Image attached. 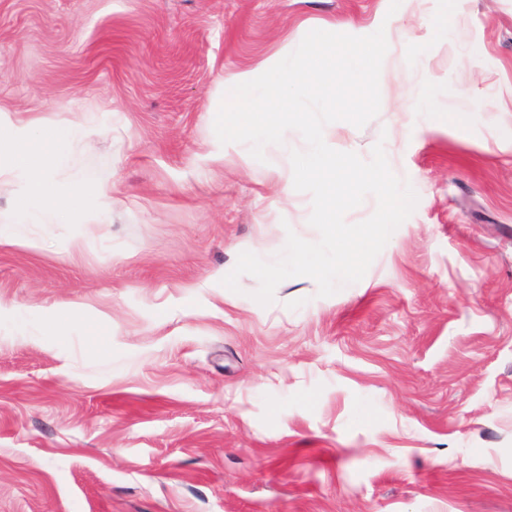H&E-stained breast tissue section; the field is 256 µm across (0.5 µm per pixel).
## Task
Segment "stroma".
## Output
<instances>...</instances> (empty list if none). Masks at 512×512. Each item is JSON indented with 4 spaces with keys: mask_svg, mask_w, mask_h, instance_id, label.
Masks as SVG:
<instances>
[{
    "mask_svg": "<svg viewBox=\"0 0 512 512\" xmlns=\"http://www.w3.org/2000/svg\"><path fill=\"white\" fill-rule=\"evenodd\" d=\"M447 3L0 0V114L97 113L75 159L114 198L0 245V512H512V0H460L442 39ZM381 27L424 106L382 93L331 142L383 143L414 212L333 296L226 293L241 252L319 234L282 188L297 131L219 143L225 78Z\"/></svg>",
    "mask_w": 512,
    "mask_h": 512,
    "instance_id": "stroma-1",
    "label": "stroma"
}]
</instances>
